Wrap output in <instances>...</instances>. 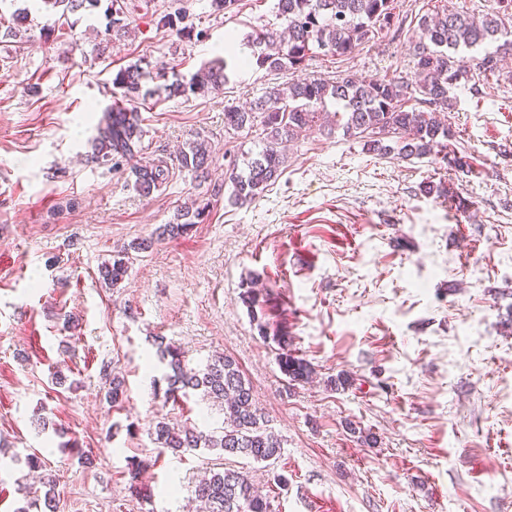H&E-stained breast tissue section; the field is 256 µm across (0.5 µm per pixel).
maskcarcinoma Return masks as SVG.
<instances>
[{
  "label": "carcinoma",
  "instance_id": "1",
  "mask_svg": "<svg viewBox=\"0 0 512 512\" xmlns=\"http://www.w3.org/2000/svg\"><path fill=\"white\" fill-rule=\"evenodd\" d=\"M54 11L57 27L42 30L44 38L63 30L69 15L91 10L101 0H41ZM394 0H277V17L286 28L280 31L265 25L246 36L252 57L260 67L272 71L298 70L315 49L335 56L353 54L366 40L396 27L399 17ZM105 35L126 33L127 14L124 0H109L105 10ZM28 20V10L11 15L5 36L15 37ZM419 41L414 46L418 82L398 79L336 81L296 78L287 86H273L265 97L250 108H224V129L239 130L260 121L262 149L238 174L231 172L232 190L228 201L233 205L250 203L263 196L271 182L281 174L285 164L283 144L318 126V106L336 102L337 128L343 135L363 144L367 152L388 155L395 152L403 158H429L448 167L467 165L463 157L448 151L452 129L441 119V111L450 105V91L461 81L478 74L484 78L500 75V59L512 54V0H496V7L480 17L454 9L419 20ZM227 62L217 58L204 63L190 80L181 79L167 85L169 95L189 92L205 93L226 80ZM151 80L150 72L134 64L117 71L112 84L123 90L132 102L140 97L143 85ZM419 97H414V94ZM415 100L421 108L407 110L406 103ZM104 123L94 137L90 160L126 161L131 164L135 189L149 195L166 184L172 165L164 158L145 163L138 161L142 152V130L139 115L119 104L103 109ZM209 152L206 145L189 143L175 157L177 165L195 177L207 175ZM209 203H198L177 212L174 221L163 228V234L178 238L189 227L202 223ZM149 244L131 243L118 251L112 265L102 268V277L115 287L127 275V257L131 251L144 250ZM160 361L165 365L162 381L166 383L163 402L176 403L199 391L224 415V426L211 432L195 427L170 426L159 420L154 426L158 454L198 450H218L225 455L246 458L262 464L278 459L282 444L268 426V420L256 402L253 389L236 361L224 354L211 357L202 367L187 366L185 355L172 345L160 346ZM279 370L290 385L306 381L312 373L307 360L290 351L278 358ZM108 384L107 397L117 403L125 396V380L113 370L103 369ZM145 462L131 464L129 490L141 496L146 489L139 483ZM194 495L199 512H273L270 498L262 495L244 471L213 467L202 479Z\"/></svg>",
  "mask_w": 512,
  "mask_h": 512
}]
</instances>
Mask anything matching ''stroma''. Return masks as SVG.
I'll use <instances>...</instances> for the list:
<instances>
[{
    "mask_svg": "<svg viewBox=\"0 0 512 512\" xmlns=\"http://www.w3.org/2000/svg\"><path fill=\"white\" fill-rule=\"evenodd\" d=\"M126 2L128 31L99 56L103 9L72 15V31L47 41L40 32L55 16L41 0H0L6 16L30 10L23 37H0V512L40 490L24 462L35 451L58 478L55 512H195L192 490L218 452L161 456L149 429L161 416L210 430L223 416L196 395L156 409L157 336L193 366L217 351L239 363L283 448L266 467L229 464L277 512H512V81L454 92L450 147L469 170L370 154L342 130L314 128L291 143L261 198L233 205L228 163L253 158L262 129L225 132L224 109L290 73L249 63L240 43L220 90L171 97L164 77L190 78L221 57L227 35L275 23V0H240L226 14L184 0L188 38L163 22L173 0ZM491 4L394 0L399 31L347 57L318 54L301 72L413 81L422 16ZM133 64L158 75L136 101L143 160L200 138L207 178L176 168L144 196L128 167L88 162L100 110L120 96L112 80ZM429 183L456 199L426 194ZM202 200L206 221L159 239ZM142 240L150 248L106 286L102 264ZM250 288L267 333L243 300ZM285 349L310 362L308 382L287 385ZM106 365L126 379L121 403L105 399ZM342 374L348 385L335 387ZM68 440L93 466L62 452ZM132 457L148 463L150 499L129 491Z\"/></svg>",
    "mask_w": 512,
    "mask_h": 512,
    "instance_id": "1",
    "label": "stroma"
}]
</instances>
